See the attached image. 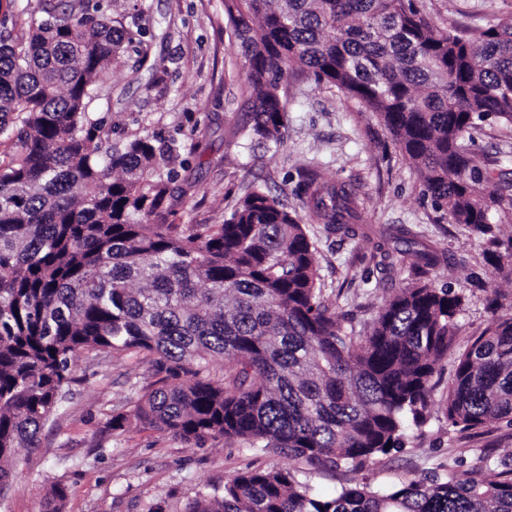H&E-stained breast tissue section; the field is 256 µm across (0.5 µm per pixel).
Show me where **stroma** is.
Here are the masks:
<instances>
[{"label": "stroma", "instance_id": "obj_1", "mask_svg": "<svg viewBox=\"0 0 512 512\" xmlns=\"http://www.w3.org/2000/svg\"><path fill=\"white\" fill-rule=\"evenodd\" d=\"M437 28L486 26L512 15V0H416ZM115 23L138 25L150 46L147 66L135 67L125 52L100 82L95 109L112 126L113 141L157 135L181 144L183 156L202 160L187 177L191 187L167 222L220 224L237 201L261 187L277 196L306 224L318 267L321 298L339 320L362 333L392 292L406 283V270L375 272L369 231L385 225L413 227L425 242L444 249L449 264L434 272L437 284L467 298L457 318L453 357L433 378L428 421L406 432L400 451L378 457L363 475L379 489L449 471H479L493 478L512 468V424L498 421L463 432L452 426L441 400L454 377V357L499 313L512 310V260L487 256L486 239L442 219L420 191V176L396 149L376 117L335 86L298 70L281 85L287 124L280 147L250 146L239 128V89L244 58L224 16V0H111ZM477 161L496 159L512 170V125L489 119L474 134ZM319 182L348 183L355 193L365 235L328 234L295 194L304 170ZM497 293L499 307L487 298ZM71 395L35 448L18 451L16 477L0 512H42L53 483H63V512H185L198 492L224 483L245 468L301 469L300 460L274 450L211 440L196 446L143 427L129 414L158 387L161 373L139 351L77 353L71 361ZM125 427L113 429L112 416Z\"/></svg>", "mask_w": 512, "mask_h": 512}]
</instances>
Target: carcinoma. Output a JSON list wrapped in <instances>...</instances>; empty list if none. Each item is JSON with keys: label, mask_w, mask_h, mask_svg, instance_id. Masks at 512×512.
Instances as JSON below:
<instances>
[{"label": "carcinoma", "mask_w": 512, "mask_h": 512, "mask_svg": "<svg viewBox=\"0 0 512 512\" xmlns=\"http://www.w3.org/2000/svg\"><path fill=\"white\" fill-rule=\"evenodd\" d=\"M42 11L28 35L0 38V134L18 145L0 165V492L17 449L36 446L64 401L83 350L152 356L167 378L131 416L186 442L274 448L351 472L402 448L407 427L430 417L432 379L466 304L430 279L448 255L406 225L383 229L379 265L413 260L362 336L323 303L306 225L265 190L222 224L166 223L185 164L177 143L146 135L105 148L112 128L89 110L134 33L112 25L101 0ZM224 15L247 65L250 141L281 143L282 75L309 73L377 116L435 212L489 237V257H512V236L493 228L512 209V180L463 142L489 117L512 124V16L437 29L414 0H224ZM299 189L329 231L358 235L345 185L308 170ZM442 404L463 431L512 424L511 313L458 355ZM65 497L53 485L45 512ZM186 512H512V468L386 490L363 479L331 497L293 470L247 468Z\"/></svg>", "instance_id": "carcinoma-1"}]
</instances>
